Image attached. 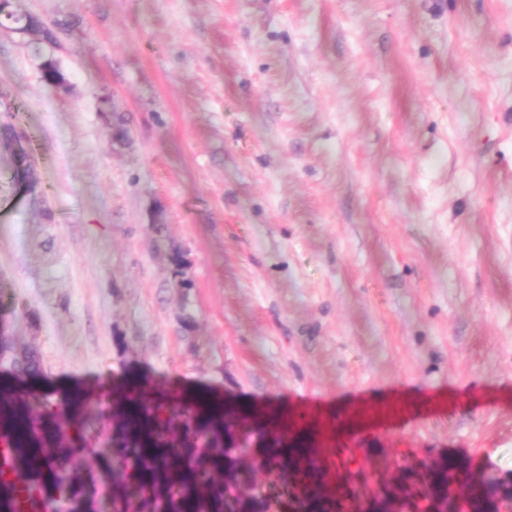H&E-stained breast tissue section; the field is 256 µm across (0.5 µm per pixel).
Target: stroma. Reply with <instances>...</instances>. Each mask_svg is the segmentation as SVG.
Masks as SVG:
<instances>
[{
    "mask_svg": "<svg viewBox=\"0 0 512 512\" xmlns=\"http://www.w3.org/2000/svg\"><path fill=\"white\" fill-rule=\"evenodd\" d=\"M0 332L50 400L261 403L350 486L512 474V0H9Z\"/></svg>",
    "mask_w": 512,
    "mask_h": 512,
    "instance_id": "1",
    "label": "stroma"
}]
</instances>
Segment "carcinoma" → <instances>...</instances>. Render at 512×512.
<instances>
[{
  "instance_id": "cac0c4a2",
  "label": "carcinoma",
  "mask_w": 512,
  "mask_h": 512,
  "mask_svg": "<svg viewBox=\"0 0 512 512\" xmlns=\"http://www.w3.org/2000/svg\"><path fill=\"white\" fill-rule=\"evenodd\" d=\"M40 371L37 353L24 349L13 359L19 387L0 397V434L15 437L8 469L27 484L31 512H52L58 502L69 504V512H288L294 489L280 475L283 459L299 464V485L314 488L321 477L301 441L287 448L272 440L255 448L224 447L226 433L231 442L250 435L251 409L152 392L134 379L113 392L122 412L112 435L95 447H78L85 423L74 420V440L56 433V407L24 389ZM85 453L110 468L112 484L84 479ZM407 477L416 490L402 495V512H432L447 498L450 479L475 493L454 459L410 470ZM17 496L14 481L0 477V512H16Z\"/></svg>"
}]
</instances>
